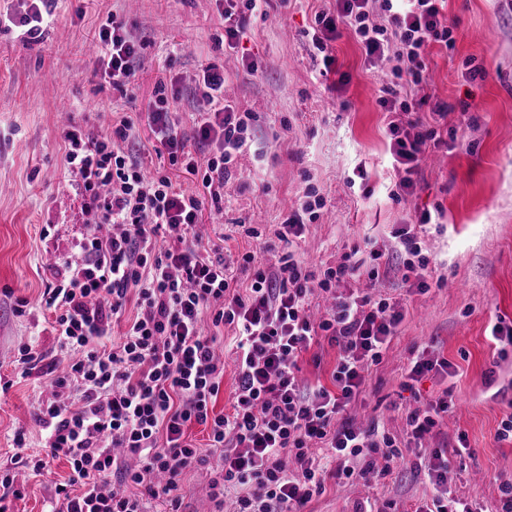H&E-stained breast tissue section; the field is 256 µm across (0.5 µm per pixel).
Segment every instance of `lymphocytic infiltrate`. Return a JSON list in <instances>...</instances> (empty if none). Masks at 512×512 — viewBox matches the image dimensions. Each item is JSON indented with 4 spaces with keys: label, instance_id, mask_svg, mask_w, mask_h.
<instances>
[{
    "label": "lymphocytic infiltrate",
    "instance_id": "obj_1",
    "mask_svg": "<svg viewBox=\"0 0 512 512\" xmlns=\"http://www.w3.org/2000/svg\"><path fill=\"white\" fill-rule=\"evenodd\" d=\"M381 9L385 23L371 22ZM441 0H336L321 12L312 38L317 52L328 49L341 29L352 31L365 61L392 63L401 89L380 98L393 141L392 166L402 171V191L413 188L423 155L436 143L429 118L403 89L426 81L424 63L433 44L452 45ZM145 58V45L126 24L108 17L98 32L95 72L112 87L130 84ZM224 74L200 71L196 89L207 107L191 131L178 121L175 99L158 84L149 122L165 151L167 167L146 174L130 142V116L113 113L106 131L61 128L63 161L82 179L85 210L93 229L77 258L51 267L47 305L61 347L71 353L39 400L37 421L46 456H64L72 476L57 485L50 512H148L150 503L180 512L183 477L210 472L208 495L214 512H224L226 495L236 512H304L322 493L327 472L369 479L373 466H356L371 449L391 472L402 452L378 428H361L340 415L361 393L365 374L379 364L398 334L407 310L382 294L341 293L340 284L378 268L345 260L323 274L308 270L294 252L266 266L252 252L228 264L218 247L205 246L197 232L204 203L221 206L224 186L246 144L253 115L224 97ZM398 112L412 120H395ZM208 149L199 156L198 146ZM178 168L192 175L201 194H186L170 178ZM288 213L275 236L286 244L305 236L325 202L315 188ZM247 273L239 284L231 268ZM328 300L320 319L310 313L315 299ZM137 312L126 317L128 303ZM124 322L120 338L112 326ZM213 334H205L204 322ZM237 332L229 355L218 352L217 327ZM336 348L330 385L302 382L298 360L319 335ZM237 379L230 408L215 409L224 368ZM447 397L406 415V436L415 447L447 413ZM196 423L208 430L207 447L189 440ZM118 485H111L114 474Z\"/></svg>",
    "mask_w": 512,
    "mask_h": 512
}]
</instances>
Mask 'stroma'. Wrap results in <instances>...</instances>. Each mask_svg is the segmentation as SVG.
Returning a JSON list of instances; mask_svg holds the SVG:
<instances>
[{
	"label": "stroma",
	"instance_id": "obj_1",
	"mask_svg": "<svg viewBox=\"0 0 512 512\" xmlns=\"http://www.w3.org/2000/svg\"><path fill=\"white\" fill-rule=\"evenodd\" d=\"M336 0H293L282 8L268 0L265 16L252 18L236 53L224 50V19L213 0H59L52 21L36 39L0 27V466L9 468L24 496L12 512H46L57 484L68 482L65 457L51 458L39 474L24 464L27 451L43 444L37 422V391L48 384L49 366L63 367L45 305L51 279L47 257L73 256L88 231L77 171L64 169L60 119L54 105L64 96L72 121L97 132L99 114L114 108L136 114L147 167L148 106L158 80L171 81L182 129H190L204 101L195 91L199 70L223 68L226 92L240 110L253 113L247 150L224 189L223 210L205 209V230L225 254L254 250L267 258L282 215L305 200L306 186L325 199L300 251L312 271L342 262L348 253L369 261L384 253L379 289L410 307L383 361L372 366L363 392L346 416L378 425L404 444L403 460L381 479L340 484L327 476L322 494L306 512H359L395 501L415 512L434 494L424 455L406 447L405 415L443 390L453 404L429 440L453 448L465 434L469 456L451 461L448 487L454 496L495 512L500 487L512 483V439L496 434L512 414V347L490 341L493 324L512 328V0H445L443 13L454 45H434L429 80L412 88L415 100L443 104L436 125L444 145L428 153L411 192L398 190L390 140L378 99L389 84L388 67L365 63L350 31L330 41L325 66L312 47L314 16L335 11ZM117 15L147 43L144 63L127 91L92 73L90 48L101 23ZM258 65L249 73L245 61ZM485 69L470 79L473 66ZM437 212L436 223L413 227L419 212ZM258 229V237L244 233ZM413 227L438 286L408 296L401 279L404 252L397 230ZM27 301L17 314L18 301ZM26 341L40 357L26 370L17 346ZM448 358L454 378L429 373L410 383L411 351ZM336 349L320 339L300 362L309 383H329ZM25 431L27 448L14 447Z\"/></svg>",
	"mask_w": 512,
	"mask_h": 512
}]
</instances>
